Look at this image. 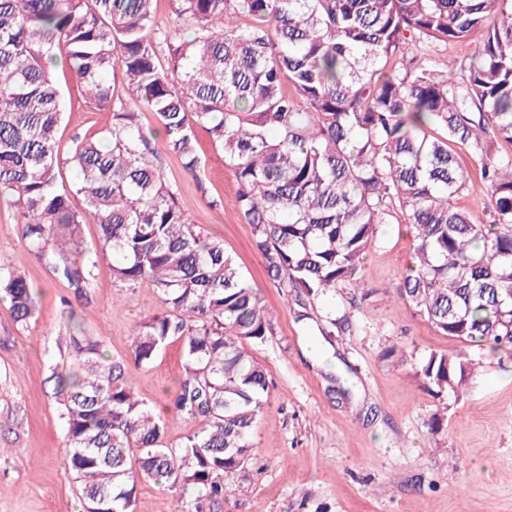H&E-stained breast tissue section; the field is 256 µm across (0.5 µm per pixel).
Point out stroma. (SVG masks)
<instances>
[{"label":"stroma","instance_id":"stroma-1","mask_svg":"<svg viewBox=\"0 0 512 512\" xmlns=\"http://www.w3.org/2000/svg\"><path fill=\"white\" fill-rule=\"evenodd\" d=\"M66 107L57 137L97 136L110 124L107 111L89 104L75 77L57 67ZM204 169L188 174L178 158L161 153L189 218L203 234L224 242L242 274L271 314L272 330L249 352L271 381L253 434V455L235 494L213 512H512V354L485 353L467 399L447 404L420 388L406 370L382 357L392 345L415 356L453 352L458 341L442 335L396 297L412 256L405 225L383 226L364 260L365 298L352 289L313 303V316L332 306L349 311V331L323 344L321 359L307 351L311 331L294 319L251 247L252 229L232 201L237 183L203 128H196ZM20 216L0 203V264L22 270L37 296L28 327L14 320L0 298V512H79L80 485L68 471L65 428L58 416L52 369L68 371L71 334L60 303L68 288L21 238ZM153 288H121L112 262L98 264L88 302L78 305L88 334L99 337L109 361L125 364L138 396L165 406L182 376L179 344L148 366L130 363L136 324L160 311ZM353 382L350 399L332 394V376ZM443 428L431 433L433 413Z\"/></svg>","mask_w":512,"mask_h":512}]
</instances>
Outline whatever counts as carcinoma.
<instances>
[{
  "label": "carcinoma",
  "mask_w": 512,
  "mask_h": 512,
  "mask_svg": "<svg viewBox=\"0 0 512 512\" xmlns=\"http://www.w3.org/2000/svg\"><path fill=\"white\" fill-rule=\"evenodd\" d=\"M153 2L0 0V198L75 299L110 255L118 286L153 288L164 310L136 327V366L182 348L179 388L158 410L97 337H69L73 368L51 376L83 512H132L139 477L198 491L173 512L221 501L252 455L269 389L247 351L265 342L268 313L223 242L191 223L130 99L154 113L186 172L202 169L194 126L224 152L234 206L276 288L294 293L296 322L311 328L313 299L364 289L363 260L397 222L413 241L398 299L464 348L410 362L393 345L383 358L456 403L483 349L512 352V156L493 152L494 140L512 142V0H172L168 27ZM463 40L477 54L450 82L429 52ZM410 43L421 55L404 56ZM116 57L126 99L106 79ZM61 61L111 117L105 136H76L64 155ZM462 150L491 193L485 224L457 205L470 182ZM73 196L99 225L93 250ZM0 293L28 324L25 274L0 265ZM324 322L319 335L334 336L349 312ZM170 408L201 423L175 446L165 442Z\"/></svg>",
  "instance_id": "cac0c4a2"
}]
</instances>
